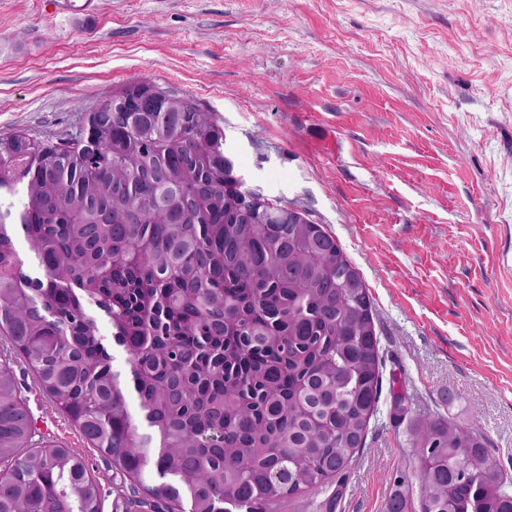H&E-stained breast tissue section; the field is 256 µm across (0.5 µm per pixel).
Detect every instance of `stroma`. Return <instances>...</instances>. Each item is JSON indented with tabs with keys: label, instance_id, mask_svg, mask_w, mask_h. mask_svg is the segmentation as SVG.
<instances>
[{
	"label": "stroma",
	"instance_id": "1",
	"mask_svg": "<svg viewBox=\"0 0 512 512\" xmlns=\"http://www.w3.org/2000/svg\"><path fill=\"white\" fill-rule=\"evenodd\" d=\"M0 0V136L75 131L132 79L215 113L247 188L332 235L372 300L382 392L336 512H420L408 420L474 427L512 475V0ZM40 438L102 512L135 483L0 336Z\"/></svg>",
	"mask_w": 512,
	"mask_h": 512
}]
</instances>
